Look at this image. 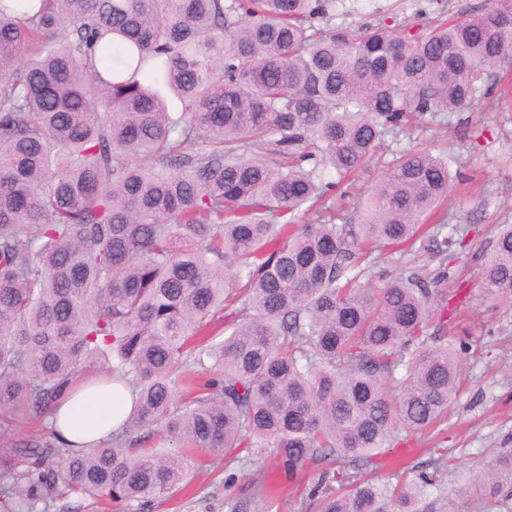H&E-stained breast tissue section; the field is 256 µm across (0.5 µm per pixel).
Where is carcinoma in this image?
<instances>
[{"label": "carcinoma", "instance_id": "cac0c4a2", "mask_svg": "<svg viewBox=\"0 0 512 512\" xmlns=\"http://www.w3.org/2000/svg\"><path fill=\"white\" fill-rule=\"evenodd\" d=\"M341 0H0V436L106 376L134 407L102 444L0 446V512L71 494L142 507L188 478L178 448L320 474L319 512H424L447 454L399 486L363 468L436 428L462 380L448 343V160L413 146L360 224L330 191L383 135L490 96L512 0L463 20L336 27ZM181 112L167 109V95ZM321 208L300 223L303 206ZM442 262L380 288L371 254ZM512 301V224L482 263ZM232 329L222 341L212 328ZM347 488L336 493L333 483ZM469 490L512 501V447Z\"/></svg>", "mask_w": 512, "mask_h": 512}]
</instances>
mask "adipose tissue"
I'll return each mask as SVG.
<instances>
[{
    "label": "adipose tissue",
    "mask_w": 512,
    "mask_h": 512,
    "mask_svg": "<svg viewBox=\"0 0 512 512\" xmlns=\"http://www.w3.org/2000/svg\"><path fill=\"white\" fill-rule=\"evenodd\" d=\"M132 400L130 390L121 387L90 385L77 390L53 410V434L71 448L99 445L124 422Z\"/></svg>",
    "instance_id": "ef3b65f1"
}]
</instances>
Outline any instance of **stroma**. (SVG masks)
<instances>
[{"label":"stroma","instance_id":"35a3bbf8","mask_svg":"<svg viewBox=\"0 0 512 512\" xmlns=\"http://www.w3.org/2000/svg\"><path fill=\"white\" fill-rule=\"evenodd\" d=\"M417 0H344L336 24L358 26L384 16L398 24L417 25ZM481 125L488 133L481 148L465 139L466 125ZM426 146L448 160L454 178L444 204L446 222L465 249L448 254L449 291H462L461 322L448 338H467L472 348L462 356L463 381L444 423L435 434L416 436L407 447L386 450L385 464L370 470L378 483L400 481L432 471L437 444H444L456 467L438 473L437 487L425 498L429 512H447L448 501L468 484L474 470L512 438V301H493L480 288L478 251L489 249L498 225L512 224V98H475L461 112L414 134L387 133L368 172L350 192L352 223L362 220V200L372 181L393 155L412 145ZM321 471L314 464L295 479H287L274 460L256 471L247 457L235 460L208 456L193 467L191 481L144 512H231L232 503L252 499L255 478L274 493L269 512H306L307 494Z\"/></svg>","mask_w":512,"mask_h":512}]
</instances>
